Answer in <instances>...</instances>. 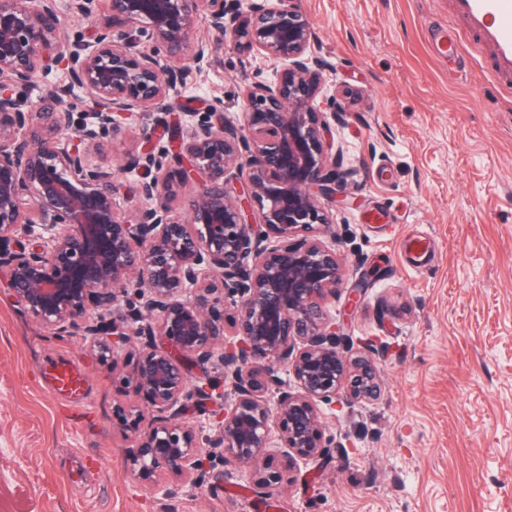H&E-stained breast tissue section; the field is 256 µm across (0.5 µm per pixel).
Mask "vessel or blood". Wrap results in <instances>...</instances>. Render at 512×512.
I'll list each match as a JSON object with an SVG mask.
<instances>
[{"label": "vessel or blood", "instance_id": "b4317fda", "mask_svg": "<svg viewBox=\"0 0 512 512\" xmlns=\"http://www.w3.org/2000/svg\"><path fill=\"white\" fill-rule=\"evenodd\" d=\"M452 11L463 20L465 28L444 29L433 40L435 52L464 74L472 65L464 49L467 39L487 44L492 52L489 73L512 94V0H452ZM47 375L61 395L71 399L83 397L84 377L72 362H50Z\"/></svg>", "mask_w": 512, "mask_h": 512}]
</instances>
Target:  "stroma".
Listing matches in <instances>:
<instances>
[{"mask_svg": "<svg viewBox=\"0 0 512 512\" xmlns=\"http://www.w3.org/2000/svg\"><path fill=\"white\" fill-rule=\"evenodd\" d=\"M332 65L322 98L346 112L331 127L351 170L324 238L342 282L324 300L353 354L377 348L380 395L319 405L329 461H295L271 498L253 473L228 468L224 488L162 479L127 467L135 442L117 406L152 410L100 363L83 337H48L23 313L0 272V512H512V111L472 46L456 79L431 47L450 0H298ZM279 64L214 49L186 72L172 117L217 106L243 123L241 88L269 82ZM155 120H124L96 164L115 165L152 136ZM420 236L428 264L409 267ZM368 286L348 309L350 288ZM69 359L87 377L88 404L45 378Z\"/></svg>", "mask_w": 512, "mask_h": 512, "instance_id": "stroma-1", "label": "stroma"}]
</instances>
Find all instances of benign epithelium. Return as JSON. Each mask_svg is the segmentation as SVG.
I'll return each mask as SVG.
<instances>
[{
  "mask_svg": "<svg viewBox=\"0 0 512 512\" xmlns=\"http://www.w3.org/2000/svg\"><path fill=\"white\" fill-rule=\"evenodd\" d=\"M0 0V270L15 302L53 337L79 335L103 362L117 367L151 406L152 421L134 406L116 415L135 448L127 465L158 485L166 472L184 484L224 483L225 467L251 468L271 495L283 465L266 453L271 430L285 461L323 459L318 403L335 396L372 401L380 385L374 363L350 360V336L336 330L322 302L342 280L336 250L323 241L331 220L321 201L336 200L346 173L333 153L330 127L317 108L330 63L310 50L315 33L297 0H71L93 42L71 38L56 0ZM202 18L234 49L287 62L270 83L242 90L246 123L222 112H196L177 132L159 133L169 149L126 153L118 168L91 162L120 118L164 107L183 71L201 70L208 45H192ZM70 86L46 85L39 105L14 97L52 66ZM85 93L89 120L73 138L66 98ZM179 158L169 168V156ZM143 200L122 215L125 184L140 170ZM248 168L247 188H228L227 172ZM187 215L170 202L195 177ZM259 207L262 222H249ZM45 235L32 239L35 227ZM214 363L230 377L234 398L218 417V434L202 448L182 421L189 397L207 393L183 361ZM286 366L298 391L278 376Z\"/></svg>",
  "mask_w": 512,
  "mask_h": 512,
  "instance_id": "obj_1",
  "label": "benign epithelium"
}]
</instances>
